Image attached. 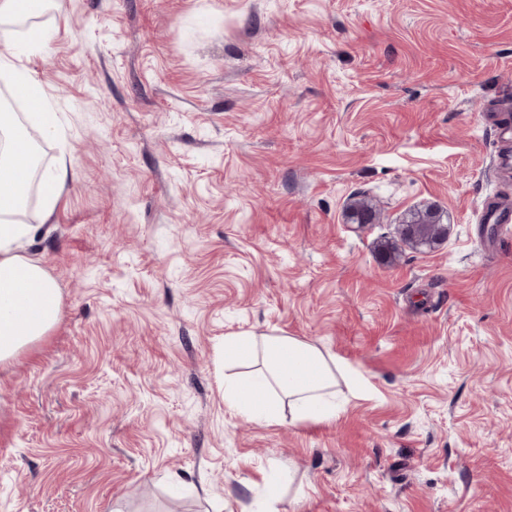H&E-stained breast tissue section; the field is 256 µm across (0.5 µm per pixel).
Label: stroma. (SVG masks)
Instances as JSON below:
<instances>
[{
	"label": "stroma",
	"mask_w": 512,
	"mask_h": 512,
	"mask_svg": "<svg viewBox=\"0 0 512 512\" xmlns=\"http://www.w3.org/2000/svg\"><path fill=\"white\" fill-rule=\"evenodd\" d=\"M58 324L0 365V512H512V0H51ZM371 199L375 224L347 207ZM433 206L448 237L377 258ZM334 356L335 418L224 403V339ZM276 504H268L270 494ZM512 222V205L510 202H497L489 206L484 214V224H500L501 229L510 235L509 225Z\"/></svg>",
	"instance_id": "1"
}]
</instances>
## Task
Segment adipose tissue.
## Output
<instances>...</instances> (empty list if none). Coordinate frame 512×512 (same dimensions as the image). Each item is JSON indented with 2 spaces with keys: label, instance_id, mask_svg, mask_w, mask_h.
Wrapping results in <instances>:
<instances>
[{
  "label": "adipose tissue",
  "instance_id": "adipose-tissue-1",
  "mask_svg": "<svg viewBox=\"0 0 512 512\" xmlns=\"http://www.w3.org/2000/svg\"><path fill=\"white\" fill-rule=\"evenodd\" d=\"M49 0L28 8L25 0H0V74L12 80L11 93L24 102V114L0 109V364L45 336L61 313L60 291L39 260L28 255L25 244L43 237L40 224H27L19 213L31 190L44 202V216H51L74 169L66 157L51 167H39L28 130L45 138L54 136L57 115L52 112L39 81L15 64L16 59L44 49L51 34L36 20ZM28 22L24 31L11 29L14 21ZM227 359H261L248 390L237 381L224 386V400L237 413L255 420L274 418L280 398H287L292 421L328 420L336 415V374L330 360L316 346L291 336H269L256 342L252 335L224 340Z\"/></svg>",
  "mask_w": 512,
  "mask_h": 512
}]
</instances>
